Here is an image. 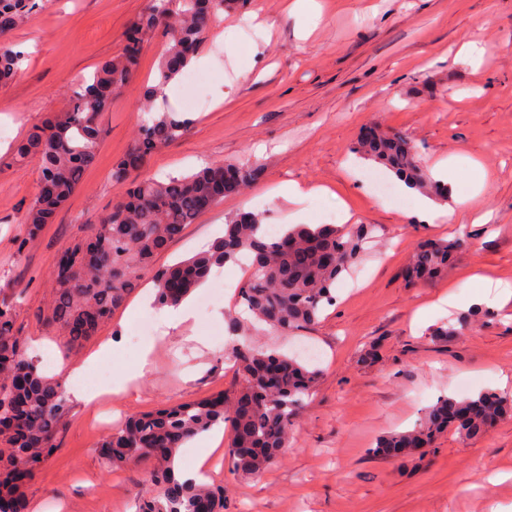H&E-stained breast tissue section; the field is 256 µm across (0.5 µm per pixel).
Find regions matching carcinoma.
I'll use <instances>...</instances> for the list:
<instances>
[{
    "mask_svg": "<svg viewBox=\"0 0 512 512\" xmlns=\"http://www.w3.org/2000/svg\"><path fill=\"white\" fill-rule=\"evenodd\" d=\"M226 0H149L134 21L122 55L102 62L72 91L68 108L33 127L13 149V159L34 161L43 188L23 217L25 237H35L53 222L80 185L104 138L98 118L112 98L126 88L139 65L144 38L164 39L155 83L144 92L148 104L165 97L170 81L186 68L208 38ZM39 7L38 0H0V83L22 68L25 53L5 37ZM188 119L167 110L148 109L139 136L128 153L112 166V181L126 186L124 196L92 226L91 238L68 247L72 269L54 270L55 295L38 320L62 330L70 347L95 335L112 312L124 305L152 274L155 304L181 302L204 283L213 268L248 261L249 275L239 289L252 318L278 332L317 324L336 302V282L356 261L372 228L297 224L276 236H257L261 217L243 212L224 224V236L166 269H153L154 256L184 227L224 196V186L241 189L255 181L262 166L250 160L209 163L198 171L158 179L144 173L148 158L184 137ZM353 152L384 168L421 194L435 200L446 189L428 174L405 136L383 131L376 140L359 138ZM463 243L426 242L416 249L408 276L425 281L448 270ZM22 289L0 299V468L16 484L0 493V512H17L24 481L35 476L55 451V441L68 413L61 381L46 376L28 356L17 325V299ZM235 359L242 390L227 401L224 393L144 413L112 431L100 444L103 459L114 466L148 460L153 493L139 512H224V491L201 481H183L173 467L177 450L199 434L228 424V455L234 471L257 475L266 471L288 447L294 418L318 380V371L300 358L243 345ZM512 419V396L487 390L472 397H441L427 407L413 428L384 436L376 455L396 457L432 446L450 431L462 439L489 432L498 421Z\"/></svg>",
    "mask_w": 512,
    "mask_h": 512,
    "instance_id": "cac0c4a2",
    "label": "carcinoma"
}]
</instances>
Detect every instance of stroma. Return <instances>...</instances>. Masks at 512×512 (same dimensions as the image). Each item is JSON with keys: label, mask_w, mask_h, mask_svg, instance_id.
Wrapping results in <instances>:
<instances>
[{"label": "stroma", "mask_w": 512, "mask_h": 512, "mask_svg": "<svg viewBox=\"0 0 512 512\" xmlns=\"http://www.w3.org/2000/svg\"><path fill=\"white\" fill-rule=\"evenodd\" d=\"M147 3L42 0L8 36L26 60L0 86V296L23 285L17 323L31 354L53 355L47 375L65 378L67 366L97 352L112 376L142 354L151 361L127 390L89 405L70 402L56 451L26 488V512H137L151 487V465H107L97 448L111 428L169 405L234 394L241 384L229 296L189 325L161 324L154 335L136 336L141 315L134 307L154 293L143 278L75 350L36 319L53 299L58 254L88 237L124 193L112 166L138 136V107L155 79L161 38L143 43L135 77L101 115V149L67 207L23 248L22 218L40 170L12 163V148L66 109L80 76L123 52L126 31ZM289 5L236 0L218 16L187 67L203 83L207 106L187 104L183 78L171 83L167 104L190 126L151 155L150 172L179 176L206 162L249 159L262 173L187 225L154 265L191 256L242 211L282 226L322 224L347 209L353 223L376 232L366 255L337 282L336 302L318 324L254 338L265 350L320 353L319 383L277 463L259 476L239 475L222 443L207 459L206 479L223 489L224 512H512V421L479 439L444 433L433 448L405 459L370 453L381 436L412 427L439 396L495 390L500 377H512V300L449 340L428 335L465 318L478 294L466 285L470 275L512 289V0H317L314 22ZM467 41L482 49L480 64L459 56ZM372 123L404 133L424 169L451 156L476 161L487 173L480 204L491 220L452 215L422 224L414 197L398 188L379 196L368 180L376 166L351 151ZM289 181L323 192L298 204L274 196ZM455 238L464 246L446 273L408 282L420 243Z\"/></svg>", "instance_id": "35a3bbf8"}]
</instances>
